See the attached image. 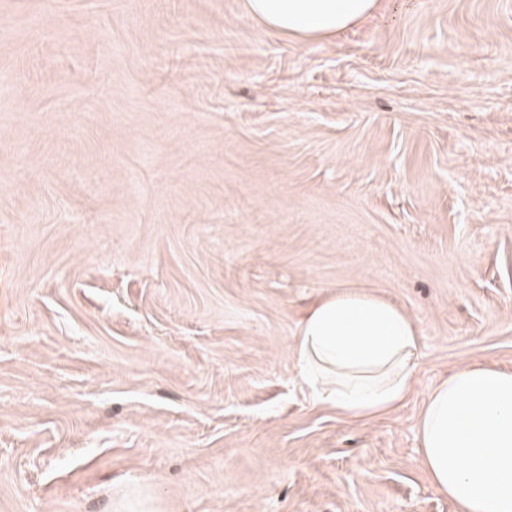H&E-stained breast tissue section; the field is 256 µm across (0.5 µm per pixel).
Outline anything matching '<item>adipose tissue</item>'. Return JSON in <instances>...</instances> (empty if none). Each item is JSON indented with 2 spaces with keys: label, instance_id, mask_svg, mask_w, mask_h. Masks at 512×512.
<instances>
[{
  "label": "adipose tissue",
  "instance_id": "obj_1",
  "mask_svg": "<svg viewBox=\"0 0 512 512\" xmlns=\"http://www.w3.org/2000/svg\"><path fill=\"white\" fill-rule=\"evenodd\" d=\"M380 0H245L266 28L325 39L375 13ZM419 328L402 308L358 288L314 302L294 343L315 403L353 418L396 408L408 395ZM421 463L456 512H512V372L465 365L431 389L419 421Z\"/></svg>",
  "mask_w": 512,
  "mask_h": 512
}]
</instances>
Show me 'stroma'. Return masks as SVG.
<instances>
[{
  "mask_svg": "<svg viewBox=\"0 0 512 512\" xmlns=\"http://www.w3.org/2000/svg\"><path fill=\"white\" fill-rule=\"evenodd\" d=\"M419 327L351 420L318 298ZM512 371V0H381L323 40L244 0H0V512H455L430 389ZM419 328L402 308L358 288L314 302L294 343L298 375L318 405L353 418L396 408L408 395Z\"/></svg>",
  "mask_w": 512,
  "mask_h": 512,
  "instance_id": "1",
  "label": "stroma"
}]
</instances>
